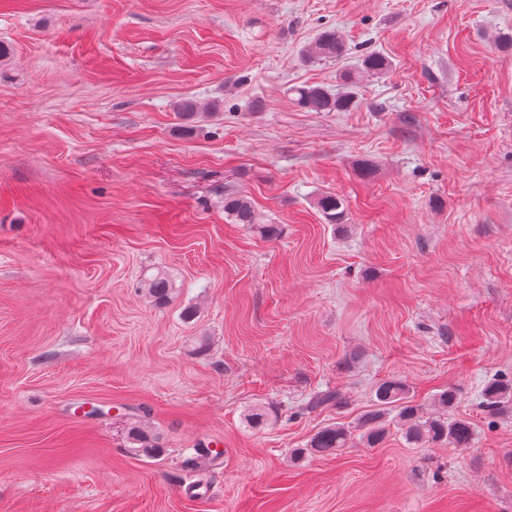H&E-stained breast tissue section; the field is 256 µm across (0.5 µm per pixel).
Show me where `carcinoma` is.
Listing matches in <instances>:
<instances>
[{
    "instance_id": "carcinoma-1",
    "label": "carcinoma",
    "mask_w": 512,
    "mask_h": 512,
    "mask_svg": "<svg viewBox=\"0 0 512 512\" xmlns=\"http://www.w3.org/2000/svg\"><path fill=\"white\" fill-rule=\"evenodd\" d=\"M345 45L334 30L321 32L305 52V57L314 60H337L343 56ZM391 67L389 59L380 53H370L362 59V68L373 75L386 73ZM296 104L308 112H343L356 105L353 92H333L319 85H304L288 89ZM317 207L330 224H341L344 219L342 200L335 194H326L317 200ZM224 212L238 224H248L261 236L271 239L277 234L273 224H263L247 196L240 193L224 194ZM142 288L148 298L158 305L168 303L174 291L173 283L164 272H158L144 280ZM512 396V384L498 383L489 386L484 393L486 408L495 411L504 399ZM457 400L455 389L448 388L438 395L439 410L432 416H424L420 409L410 404L407 384L400 379H387L375 390V409L363 422L362 440L370 447L379 445L386 434L383 424L385 414L393 412L401 423L405 438L414 444H434L448 448H470L474 444V428L470 420L452 413ZM246 422L253 428H262L272 419V410L255 405L244 414ZM352 433L339 425H329L316 432L310 439L306 451L322 456H331L348 447ZM128 440L137 455L154 456L158 443L141 425L135 423L128 431Z\"/></svg>"
}]
</instances>
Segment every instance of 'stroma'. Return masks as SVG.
<instances>
[{
  "label": "stroma",
  "mask_w": 512,
  "mask_h": 512,
  "mask_svg": "<svg viewBox=\"0 0 512 512\" xmlns=\"http://www.w3.org/2000/svg\"><path fill=\"white\" fill-rule=\"evenodd\" d=\"M510 35L512 0H0V512H512ZM347 72L350 110L288 94ZM389 378L456 388L473 447L306 453ZM345 45L335 30L321 32L305 52V57L314 60H337L343 56ZM224 211L238 224H249L264 238L271 239L277 234L275 224H261L260 217L246 195L225 193ZM342 205V200L334 194L322 195L317 200V207L328 224L344 223V211L341 210ZM142 288L147 297L158 305L168 303L172 299L174 291L171 279L164 272H157L155 275L144 280ZM128 440L131 445L130 448H132L137 455L152 457L156 452V448H159L156 438L151 436L137 423H134L129 428Z\"/></svg>",
  "instance_id": "stroma-1"
}]
</instances>
